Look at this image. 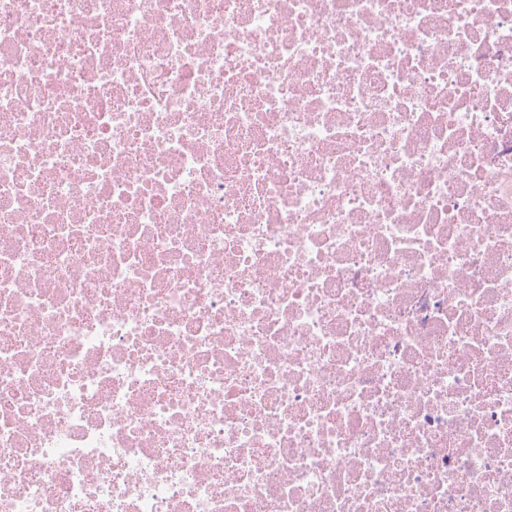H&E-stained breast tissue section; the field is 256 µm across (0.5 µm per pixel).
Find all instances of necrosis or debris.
I'll return each mask as SVG.
<instances>
[{"label": "necrosis or debris", "mask_w": 512, "mask_h": 512, "mask_svg": "<svg viewBox=\"0 0 512 512\" xmlns=\"http://www.w3.org/2000/svg\"><path fill=\"white\" fill-rule=\"evenodd\" d=\"M0 512H512V0H0Z\"/></svg>", "instance_id": "4bbe7bcc"}]
</instances>
